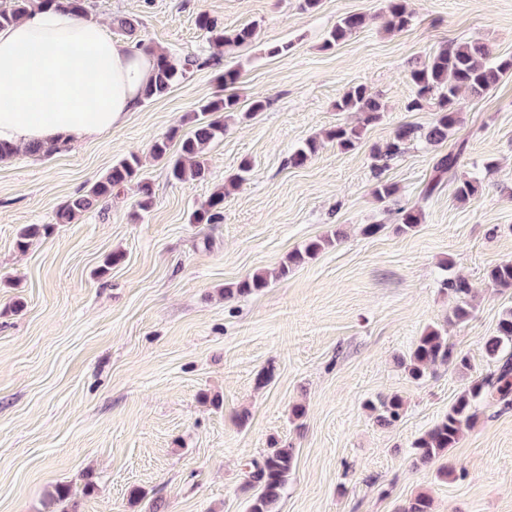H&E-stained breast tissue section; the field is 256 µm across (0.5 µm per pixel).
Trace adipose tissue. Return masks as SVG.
Here are the masks:
<instances>
[{"label": "adipose tissue", "instance_id": "1", "mask_svg": "<svg viewBox=\"0 0 512 512\" xmlns=\"http://www.w3.org/2000/svg\"><path fill=\"white\" fill-rule=\"evenodd\" d=\"M152 58L62 9L0 29V141L71 144L137 110Z\"/></svg>", "mask_w": 512, "mask_h": 512}]
</instances>
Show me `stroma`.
Instances as JSON below:
<instances>
[{"label":"stroma","instance_id":"obj_1","mask_svg":"<svg viewBox=\"0 0 512 512\" xmlns=\"http://www.w3.org/2000/svg\"><path fill=\"white\" fill-rule=\"evenodd\" d=\"M90 5L113 40H127L114 19L133 17L146 43L175 54L207 49L203 13L228 31L256 25L258 36L224 65L141 102L117 129L49 158L0 162V512H46L59 484L71 488L70 512H146L153 501L160 512H246V464L275 440L296 454L280 512H399L422 492L433 512H512V408L482 409L439 464L417 466L411 455L471 376L492 371L483 339L512 307V290L487 279L512 260V76L464 98L444 145L412 143L384 172L402 201L421 207L416 231L397 232L376 199L373 159L397 126L431 122L436 104L407 109L409 71L430 51L478 39L512 55V0H406L414 22L402 31L383 28L381 0H322L313 12L301 0ZM347 12L366 15V25L324 48ZM281 43L288 53L266 54ZM228 66L239 71L241 107L259 95L265 109L226 115L205 180H169L152 143L190 131L185 115L219 95ZM356 85L379 97L384 116L344 151L324 134L356 122L336 108ZM312 136L322 139L317 154L290 166ZM459 145L453 179L425 196L435 155ZM133 153L153 185L148 211L129 185L74 223L54 224L61 204ZM245 159L251 172L230 183ZM469 178L482 192L459 201L457 182ZM222 185L223 223H190ZM49 223L50 236L19 248L24 225ZM368 224L380 232L363 235ZM337 230L340 242L286 279L225 299L224 287ZM115 252L121 261L105 266ZM450 273L473 288L463 324L449 321L454 301L441 283ZM435 324L469 357L471 374L441 365L417 382L400 366ZM394 394L404 415L385 427L365 403ZM297 404L306 409L299 419ZM441 464L448 478H437ZM134 487L145 501L130 499Z\"/></svg>","mask_w":512,"mask_h":512}]
</instances>
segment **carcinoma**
<instances>
[{"label":"carcinoma","instance_id":"carcinoma-1","mask_svg":"<svg viewBox=\"0 0 512 512\" xmlns=\"http://www.w3.org/2000/svg\"><path fill=\"white\" fill-rule=\"evenodd\" d=\"M385 2L386 6L382 10L385 29L401 31L412 25L413 15L407 10L404 0ZM53 7L64 8L82 19L88 18L90 14L89 0H8V5L0 8V28L19 22L33 10ZM365 21V15L361 13L340 15L328 32L324 47L332 48L344 41L363 28ZM118 25L130 36L132 48L153 56L152 76L142 92L144 101L162 97L192 73L220 64L221 58L228 51L251 43L256 32L254 26L227 32L217 19L202 13L198 16L197 25L204 32L214 52L209 55L187 53L176 56L137 38L140 26L138 20L120 18ZM508 73H512V57H494L487 45L476 39L445 46L409 71L413 96L408 110L420 111L432 100L437 101L438 110L426 127L410 123L400 125L385 147L377 150V164L374 165L378 177L376 195L396 206L400 219L398 231L409 233L417 228L422 222V212L415 206L401 202L396 197L395 185L381 179L388 162L401 156L411 142L422 141L429 145L446 142L460 122V95L466 93L479 98L495 88ZM239 105V99L233 94L200 103L188 117L193 129L181 138L175 157L170 155V138H162L152 144V156L164 162L171 180L183 183L206 179L208 170L204 162L205 151L208 146L224 138V118L221 113L237 112ZM336 109L341 112H358L361 115L358 124L338 126L327 132V137L336 141L338 147L344 151L354 149L362 140L367 127L382 118L379 101L362 85L350 88L336 102ZM318 148L317 138L305 140L291 154L289 163L294 167L305 165L317 153ZM462 152L463 146L460 145L436 160L434 175L425 190L426 195H431L445 175L456 167ZM142 167V160L136 154L114 161L99 179L89 185L84 194L69 199L58 208L54 224L73 223L93 202L108 201L114 190L132 182L138 190L139 208L149 209L153 203L154 192L152 184L142 176ZM480 189V182L464 179L456 187V197L467 201L478 195ZM225 198L224 188H216L206 204L191 213L190 223H223ZM52 229L53 224H28L19 231L18 245L24 247L31 238L49 236ZM330 244L332 240L328 237L308 241L290 252L286 261L276 270L270 273L255 271L224 289V298L233 299L262 291L271 281L288 277L293 268L316 258ZM488 280L495 287L512 288V261H503L493 266L488 272ZM443 285L456 300L451 320L458 324L467 322L473 310L470 283L455 277L446 279ZM483 348L486 357L498 364L497 373L473 378L448 407V413L432 428L415 438L411 444L415 460L429 464L445 456L448 449L458 442L463 429L475 423L481 405L512 407V308L501 314L495 334L484 339ZM448 364L462 373L471 370L469 358L455 351L454 346L448 343L447 330L436 325H429L424 329L408 360L404 362L409 377L415 381L423 380L431 368ZM366 407L376 413L377 422L383 425L398 422L404 412L403 399L396 394L376 402L369 401ZM294 464L295 449L277 441L270 444L261 459L250 462L247 484L257 489V494L249 506V512H277L281 491ZM401 512H432V499L427 494H419L402 507Z\"/></svg>","mask_w":512,"mask_h":512}]
</instances>
